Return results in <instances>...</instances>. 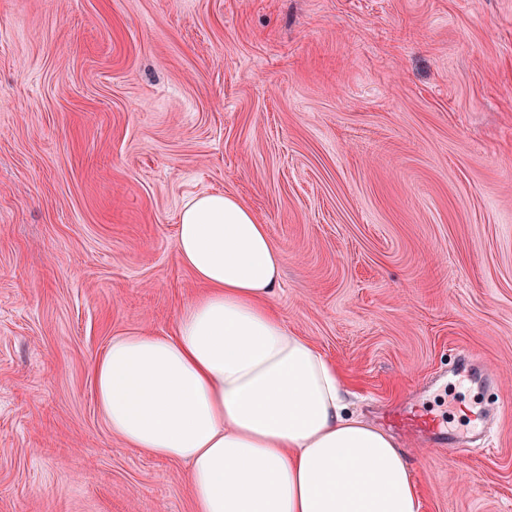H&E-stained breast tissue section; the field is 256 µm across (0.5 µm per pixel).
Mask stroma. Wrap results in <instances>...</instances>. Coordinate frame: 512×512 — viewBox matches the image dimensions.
I'll return each mask as SVG.
<instances>
[{
	"label": "stroma",
	"mask_w": 512,
	"mask_h": 512,
	"mask_svg": "<svg viewBox=\"0 0 512 512\" xmlns=\"http://www.w3.org/2000/svg\"><path fill=\"white\" fill-rule=\"evenodd\" d=\"M213 192L353 411L489 412L452 454L398 435L420 512H512V0H0V512H192L91 368L173 333L179 212Z\"/></svg>",
	"instance_id": "35a3bbf8"
}]
</instances>
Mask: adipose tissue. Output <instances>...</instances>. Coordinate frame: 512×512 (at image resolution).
<instances>
[{
	"label": "adipose tissue",
	"instance_id": "ef3b65f1",
	"mask_svg": "<svg viewBox=\"0 0 512 512\" xmlns=\"http://www.w3.org/2000/svg\"><path fill=\"white\" fill-rule=\"evenodd\" d=\"M176 248L205 290L173 335L114 337L96 361L113 435L189 463L194 512H419L397 441L347 411L335 364L271 309L266 225L231 193L197 196Z\"/></svg>",
	"mask_w": 512,
	"mask_h": 512
}]
</instances>
